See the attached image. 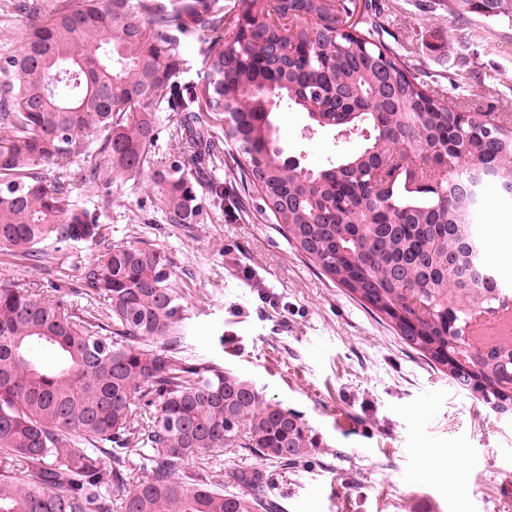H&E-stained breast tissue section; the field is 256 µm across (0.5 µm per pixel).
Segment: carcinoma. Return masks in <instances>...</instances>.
I'll return each instance as SVG.
<instances>
[{"label":"carcinoma","mask_w":512,"mask_h":512,"mask_svg":"<svg viewBox=\"0 0 512 512\" xmlns=\"http://www.w3.org/2000/svg\"><path fill=\"white\" fill-rule=\"evenodd\" d=\"M450 9L512 20V0ZM30 12L0 57V252L39 261L102 241L101 208L73 194L72 157L90 185L152 170L166 221L198 223L203 200L224 207V182L197 188L179 156L154 168L160 113H181L177 138L214 156L212 122L224 121L240 180L288 241L460 390L512 414V336L483 349L469 336L472 313L512 301L479 223L486 190L512 200V127L435 93L381 38L372 0H59ZM355 14L356 36L343 35L341 16ZM200 32L204 80L180 89L177 43ZM281 103L313 130L357 131L359 148L310 175L281 161ZM472 165L490 173L475 196L458 190ZM187 320L171 260L142 240L108 246L78 288L0 282V512H112L115 488L125 512H281L277 472L319 447L316 434L252 381L186 354ZM223 448L274 469L214 475Z\"/></svg>","instance_id":"1"}]
</instances>
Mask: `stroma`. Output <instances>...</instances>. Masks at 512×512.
<instances>
[{"instance_id": "stroma-1", "label": "stroma", "mask_w": 512, "mask_h": 512, "mask_svg": "<svg viewBox=\"0 0 512 512\" xmlns=\"http://www.w3.org/2000/svg\"><path fill=\"white\" fill-rule=\"evenodd\" d=\"M377 2L384 40L453 107L512 124V21L462 18L448 0ZM275 122L287 152L313 168L356 146L328 132L304 139V114L285 107ZM73 193L105 204L103 243L41 263L0 252V280L73 287L105 246L135 238L167 252L190 317L188 354L250 378L319 440L305 464L278 478L285 512H512V419L457 389L322 276L256 196H242L231 215L169 224L146 173L125 190L78 183ZM483 222L488 260L511 282L512 203L488 194ZM438 448L456 455L432 462Z\"/></svg>"}]
</instances>
